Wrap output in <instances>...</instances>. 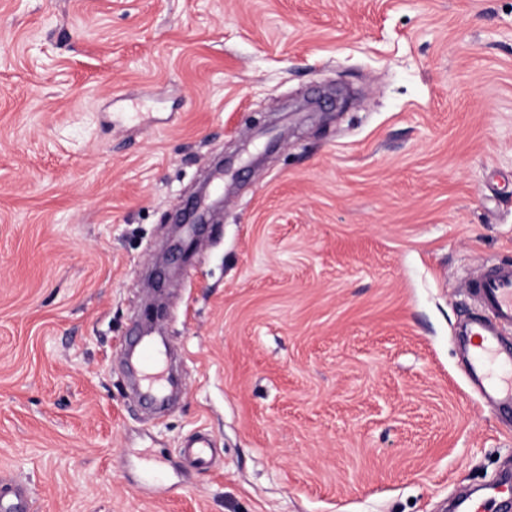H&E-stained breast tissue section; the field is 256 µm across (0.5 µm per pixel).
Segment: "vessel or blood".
<instances>
[{"instance_id":"b4317fda","label":"vessel or blood","mask_w":512,"mask_h":512,"mask_svg":"<svg viewBox=\"0 0 512 512\" xmlns=\"http://www.w3.org/2000/svg\"><path fill=\"white\" fill-rule=\"evenodd\" d=\"M477 307L465 322L469 358L466 375L480 400L500 414L512 415V347L501 336L512 327V264L485 268L468 283ZM133 357L141 370L151 371L159 361L154 340L142 339ZM29 493L20 484L0 488V512H29Z\"/></svg>"}]
</instances>
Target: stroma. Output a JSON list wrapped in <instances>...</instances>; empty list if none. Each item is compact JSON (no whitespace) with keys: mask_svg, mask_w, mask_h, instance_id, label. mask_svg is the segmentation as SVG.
<instances>
[{"mask_svg":"<svg viewBox=\"0 0 512 512\" xmlns=\"http://www.w3.org/2000/svg\"><path fill=\"white\" fill-rule=\"evenodd\" d=\"M500 260L512 0H0V481L33 512H448L512 473L455 334ZM150 327L159 416L118 349Z\"/></svg>","mask_w":512,"mask_h":512,"instance_id":"stroma-1","label":"stroma"}]
</instances>
